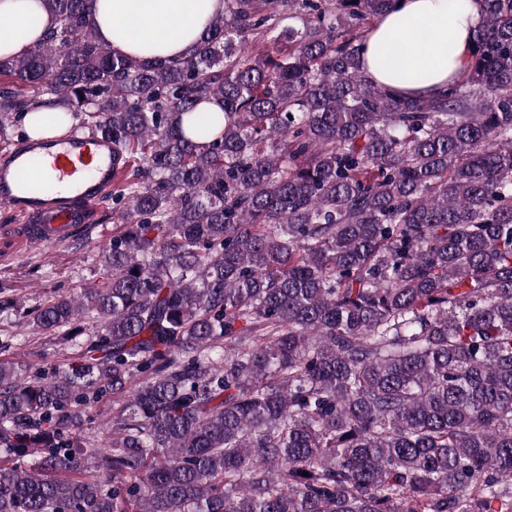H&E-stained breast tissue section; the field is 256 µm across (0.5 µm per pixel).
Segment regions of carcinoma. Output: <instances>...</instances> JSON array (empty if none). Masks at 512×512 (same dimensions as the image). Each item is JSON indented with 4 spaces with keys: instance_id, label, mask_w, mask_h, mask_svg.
Instances as JSON below:
<instances>
[{
    "instance_id": "carcinoma-1",
    "label": "carcinoma",
    "mask_w": 512,
    "mask_h": 512,
    "mask_svg": "<svg viewBox=\"0 0 512 512\" xmlns=\"http://www.w3.org/2000/svg\"><path fill=\"white\" fill-rule=\"evenodd\" d=\"M43 2L0 144L31 90L126 167L106 273L30 321L69 353L28 374L0 298V512H512V0L416 97L363 70L393 0H224L176 60Z\"/></svg>"
}]
</instances>
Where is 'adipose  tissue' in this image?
<instances>
[{
    "label": "adipose tissue",
    "instance_id": "adipose-tissue-1",
    "mask_svg": "<svg viewBox=\"0 0 512 512\" xmlns=\"http://www.w3.org/2000/svg\"><path fill=\"white\" fill-rule=\"evenodd\" d=\"M99 41L129 57L183 58L196 48L208 24L224 12V0H90ZM480 0H394L362 49L364 72L393 94L438 91L464 76ZM55 28L43 0H0V56H18Z\"/></svg>",
    "mask_w": 512,
    "mask_h": 512
}]
</instances>
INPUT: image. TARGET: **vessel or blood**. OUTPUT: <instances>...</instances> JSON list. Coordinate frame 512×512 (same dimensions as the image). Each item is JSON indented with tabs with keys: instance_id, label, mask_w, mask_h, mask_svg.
Instances as JSON below:
<instances>
[{
	"instance_id": "b4317fda",
	"label": "vessel or blood",
	"mask_w": 512,
	"mask_h": 512,
	"mask_svg": "<svg viewBox=\"0 0 512 512\" xmlns=\"http://www.w3.org/2000/svg\"><path fill=\"white\" fill-rule=\"evenodd\" d=\"M121 166L110 139L98 134L68 133L9 152L0 163V206L21 219L17 243L59 246L92 230Z\"/></svg>"
}]
</instances>
